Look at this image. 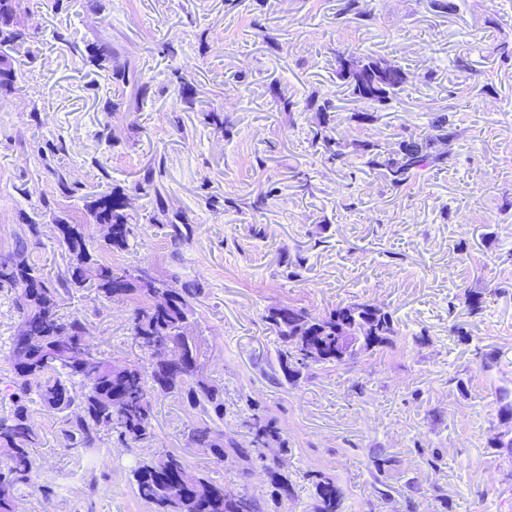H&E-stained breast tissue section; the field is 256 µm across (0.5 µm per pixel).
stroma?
Instances as JSON below:
<instances>
[{
  "instance_id": "1",
  "label": "stroma",
  "mask_w": 512,
  "mask_h": 512,
  "mask_svg": "<svg viewBox=\"0 0 512 512\" xmlns=\"http://www.w3.org/2000/svg\"><path fill=\"white\" fill-rule=\"evenodd\" d=\"M454 2L445 14L430 0H366L374 20L362 26L337 23L341 0H29L24 41L0 48L16 76L0 94V256L23 239L64 272L57 226L77 221L99 259L193 283L190 332L224 390L220 426L242 441L253 414L271 419L282 441L266 455L295 491L187 447L205 416L179 395L154 393L149 443L92 455L69 450L59 414L35 400V463L55 494L23 489L22 512H148L131 471L165 448L260 512H314L318 473L342 489L344 512H512V447L498 443L512 431L500 402L512 392V61L498 50L512 44V0ZM104 44L125 80L93 65ZM354 49L408 73L383 111L336 76L337 53ZM313 96L332 102L329 116ZM446 106L447 164L397 192L365 165L364 144L392 148ZM371 111L376 121L352 119ZM322 129L345 143L347 166L328 162ZM57 170L80 191L64 195ZM111 189L128 198L123 250L87 209ZM364 302L391 314L392 346L285 379L270 309ZM64 309L98 351L140 357L129 303L73 291ZM16 325L2 292V416Z\"/></svg>"
}]
</instances>
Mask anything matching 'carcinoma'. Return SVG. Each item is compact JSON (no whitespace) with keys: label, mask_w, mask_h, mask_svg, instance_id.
<instances>
[{"label":"carcinoma","mask_w":512,"mask_h":512,"mask_svg":"<svg viewBox=\"0 0 512 512\" xmlns=\"http://www.w3.org/2000/svg\"><path fill=\"white\" fill-rule=\"evenodd\" d=\"M26 10L27 0H0V47L24 38L20 17ZM336 20L365 26L374 15L361 6L360 0H343ZM95 58L109 63L111 76L125 79L126 65L112 63L111 50L99 48ZM380 64L366 53H338L336 76L353 97L384 106L404 91L407 73L398 66L385 80L378 74ZM453 136L452 122L444 113L423 135L400 140L395 151L388 152L377 144L363 145L365 164L380 171L389 187L398 191L410 185L421 171L444 163L445 156L435 151V145ZM315 138L322 140L329 162L346 165L347 153L340 140L321 131ZM126 206L125 194L116 191L100 194L89 205L95 223L112 226L106 244L115 250L128 245L131 229L124 213ZM59 231V245L68 261L65 271L54 278L45 267L31 261L23 241L0 257V287L14 289L11 301L19 318L9 356L26 357L24 366L11 370L12 407L8 415L0 416V512H19L18 492L35 483L33 448L40 438L28 407L32 394L60 414L62 432L73 448L95 449L105 436L116 437L126 448L150 441L154 391L183 393L188 403L201 408L205 415L213 413L217 419H224V391L204 378L201 342L187 333V322L196 314V289L187 284L176 288L144 270L94 258L81 224L64 223ZM79 289L93 291L98 299L131 303L129 332L148 356V365L114 361L93 348L87 322L77 313L63 312L64 295ZM266 320L284 346L280 358L289 378L308 367L311 347L321 352L320 362L343 363L336 357V337L350 330L366 329L368 350L394 343L393 318L376 304L338 306L322 316L284 306L271 309ZM156 343L170 348L168 357L154 355ZM77 344L88 351V362L81 367L60 365L57 358ZM250 429L252 439L244 444L224 439V430L206 422L188 432V445L202 449L217 464L229 454L234 456L244 475L260 464L280 481L283 490H292L287 477L265 464L262 452L280 440L277 429L258 416ZM184 469L186 464L178 448H165L133 469L136 494L150 512H259L254 499L226 495L224 486L205 473L195 476L189 489L175 485L176 473ZM312 482L315 512H343V492L332 478L316 474Z\"/></svg>","instance_id":"obj_1"}]
</instances>
